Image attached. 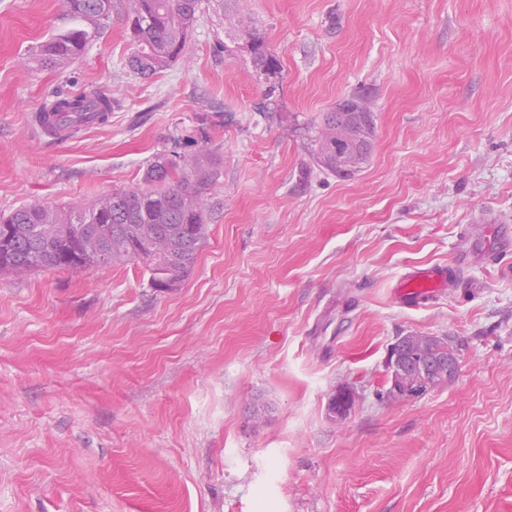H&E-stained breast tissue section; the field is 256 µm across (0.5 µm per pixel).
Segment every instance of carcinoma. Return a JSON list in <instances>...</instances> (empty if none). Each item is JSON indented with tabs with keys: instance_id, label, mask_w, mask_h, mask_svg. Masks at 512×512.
<instances>
[{
	"instance_id": "carcinoma-1",
	"label": "carcinoma",
	"mask_w": 512,
	"mask_h": 512,
	"mask_svg": "<svg viewBox=\"0 0 512 512\" xmlns=\"http://www.w3.org/2000/svg\"><path fill=\"white\" fill-rule=\"evenodd\" d=\"M65 16L79 26L43 42L36 62L45 70L65 71L100 34L112 12L128 9L135 45L129 70L150 78L180 60L194 30L202 0H59ZM256 79H269L279 69L268 43L254 28L241 30ZM52 111L68 123L96 114L103 124L112 100L85 91L55 100ZM374 113L360 96H351L322 113L311 129L308 152L323 173L350 177L372 154ZM221 175V159L207 147L174 163L157 154L147 165L144 185L112 190L90 206L23 205L0 214V233L11 235L0 249V275L25 276L40 270H85L140 261L150 286L164 291L189 276L204 243L212 186ZM394 346L405 350L411 364L399 374L401 386L413 385L419 363L440 360L454 351L445 337L408 334Z\"/></svg>"
}]
</instances>
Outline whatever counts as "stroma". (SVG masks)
<instances>
[{
	"label": "stroma",
	"instance_id": "stroma-1",
	"mask_svg": "<svg viewBox=\"0 0 512 512\" xmlns=\"http://www.w3.org/2000/svg\"><path fill=\"white\" fill-rule=\"evenodd\" d=\"M73 25L0 0V211L89 203L201 146L222 174L180 288L138 262L0 275V512H512V0H202L148 79L120 12L65 73L38 68ZM84 90L112 98L106 124L31 128ZM353 93L370 163L307 173L311 126ZM458 255V288L396 303L401 274ZM410 333L449 337L459 372L394 402ZM241 35L250 52L256 79H270L279 69L278 61L268 43L255 28H244Z\"/></svg>",
	"mask_w": 512,
	"mask_h": 512
}]
</instances>
